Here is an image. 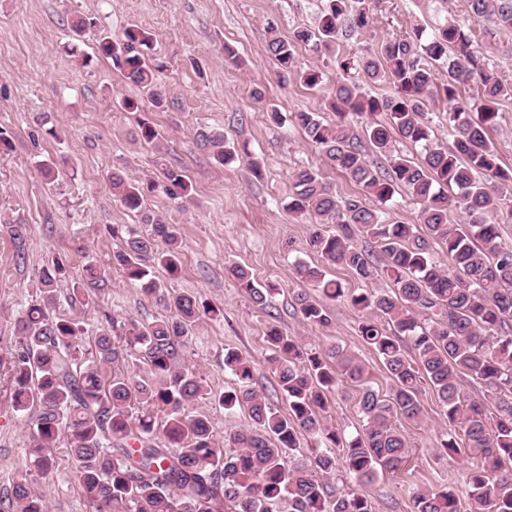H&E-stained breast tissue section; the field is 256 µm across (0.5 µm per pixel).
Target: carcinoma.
<instances>
[{
  "label": "carcinoma",
  "instance_id": "carcinoma-1",
  "mask_svg": "<svg viewBox=\"0 0 512 512\" xmlns=\"http://www.w3.org/2000/svg\"><path fill=\"white\" fill-rule=\"evenodd\" d=\"M327 2L315 31L297 29L284 38L270 28L267 51L282 80L296 77L309 88L320 86L319 71L296 72L297 46H328L342 28L357 34L370 30L368 0ZM469 7L473 20L498 32L512 31V0H469ZM71 28L94 41L128 84L148 92L154 108L169 107L160 70L145 60L151 49L147 31L130 25L115 39L102 37L81 16L73 18ZM339 68L345 78L328 97L339 122L325 123L316 112L289 118L275 108L270 118L297 124L329 166L359 189L357 196L339 197L321 171L301 169L292 176L287 209L314 215L309 244L325 265L342 266L362 282L382 271L392 287L348 294L318 265L298 261L295 270L314 290L332 300L343 298L361 313L358 333L382 360L389 398L364 391L363 430L345 436L327 424L324 413L340 379L359 380L363 368L336 349L307 350L275 325L268 326L266 338L288 414L254 389L252 360L236 351L224 355L236 386L210 397L182 364L181 349L197 322L219 311L192 294L165 293L167 285L155 270L170 280L179 277L182 238L178 225L148 206L152 194L184 201L193 187L168 165L146 184L114 171L109 175L113 195L151 225L147 233L128 230L114 264L128 285L163 302L171 314L120 326L110 321L87 347L88 330L80 319L50 313L68 272L66 261L57 257L43 269L41 300L17 322L20 347L7 367L16 411L35 410L30 420L34 465L48 472L56 445L66 440L76 477L98 512H216L221 497L224 512H272L280 503L288 512H372L365 496L343 490L331 476L339 463L347 479L362 484L380 470H398L409 445L393 418L417 421L426 385L448 424L439 452L450 460L470 452L482 464L466 474L468 508L445 487L412 493L411 512H512V247L501 244L499 232L500 220L512 221V169L499 164L489 140L499 102L512 98V84L489 68L475 32L451 22L436 28L425 43L395 37L374 55L342 56ZM355 73L389 83L393 94L367 95ZM434 92L448 102L451 148L432 137L425 102ZM377 112L388 113L390 122L369 120ZM347 115L364 121L362 135L344 122ZM396 135L421 147L419 161L393 151ZM138 136L161 152L150 119L140 122ZM200 137L219 164L245 159L254 177H263L246 144L229 142L220 132ZM399 189L419 205L426 235L416 234L414 224L385 218ZM453 209L464 213L467 223H449ZM357 238L363 244L355 243ZM435 244L446 248V269L432 258ZM227 271L258 307L276 291L271 283L257 284L241 265ZM105 287V271L89 261L83 275L69 282L67 303L84 306ZM292 308L307 325L329 324L325 305L306 291L293 296ZM128 356L147 365L148 379L135 380L116 368ZM463 376L480 384L481 397L462 392ZM210 398L226 411L247 408L251 425L217 438L206 413L187 411L191 403ZM304 436L313 440L308 458L287 464ZM8 501L16 512H44L43 498L31 491L25 476L13 485Z\"/></svg>",
  "mask_w": 512,
  "mask_h": 512
}]
</instances>
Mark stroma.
<instances>
[{
	"label": "stroma",
	"mask_w": 512,
	"mask_h": 512,
	"mask_svg": "<svg viewBox=\"0 0 512 512\" xmlns=\"http://www.w3.org/2000/svg\"><path fill=\"white\" fill-rule=\"evenodd\" d=\"M324 7L325 0H0V129L13 140L12 150L0 155V221L29 227L22 265L11 237L0 232V359L16 348V322L38 299L43 268L60 255L74 279L87 261H96L107 273L108 286L75 310L59 301L57 314H75L94 330L109 319L147 322L166 312L127 285L112 264L119 242L109 226L137 228L141 217L113 196L109 174L119 168L141 182L158 175L153 150L138 139L141 113L121 105L134 90L109 60L96 57L84 65L64 50L72 37L73 15L92 19L112 37L135 24L154 39L151 61L163 68V89L171 103L152 115L163 158L181 168L193 185L189 201L156 195L149 203L178 224L183 236L182 272L168 289L193 294L221 311L216 318L201 319L185 340L183 363L217 394L234 384L224 368L225 352H240L254 364L256 390L284 413L288 405L269 363L268 325L309 348H340L364 365L366 375L360 383L339 382L327 421L348 435L361 431L363 389L384 396L389 381L377 353L361 341L360 317L347 301H328L330 323L325 327L305 325L295 315L292 295L303 286L295 263H315L319 257L308 245L314 217H296L285 208L290 177L304 167L325 170L337 196L358 189L327 168L300 127L290 120L274 125L266 112L271 106L288 117L317 112L325 122H336L327 98L342 75L341 55L370 54L393 37L416 31L427 38L439 25L450 20L466 24L470 16L467 0H372L368 32L340 36L329 50L298 47L297 70L321 71L319 88L295 78L279 81L267 52L270 30L287 38L299 28L317 29ZM228 43L238 50L241 65L225 62ZM256 88L263 102L253 100ZM50 127L55 136L47 135ZM200 130L248 142L264 166L263 179L254 180L243 163L217 164L197 140ZM50 157L61 166L51 184L39 169L40 161ZM232 263L247 267L259 283L277 285L266 310L254 308L226 274ZM420 402L419 422L402 428L411 449L406 466L355 487L369 499L372 512H410L415 488L464 490L466 472L480 463L470 453L451 460L438 452L446 429L443 410L431 389H424ZM31 448L28 417L14 411L10 388L0 380V497L10 495L24 475L43 496L46 512H96L65 445H58L46 473L32 466Z\"/></svg>",
	"instance_id": "stroma-1"
}]
</instances>
